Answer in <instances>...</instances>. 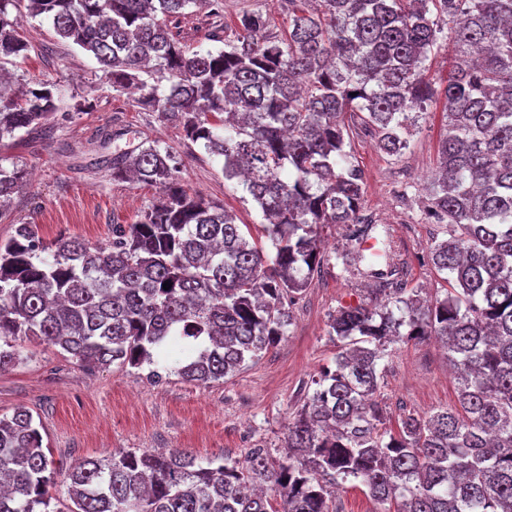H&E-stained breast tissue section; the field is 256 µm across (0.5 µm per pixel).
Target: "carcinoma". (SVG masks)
Here are the masks:
<instances>
[{
  "label": "carcinoma",
  "mask_w": 512,
  "mask_h": 512,
  "mask_svg": "<svg viewBox=\"0 0 512 512\" xmlns=\"http://www.w3.org/2000/svg\"><path fill=\"white\" fill-rule=\"evenodd\" d=\"M288 0V36L243 9L218 50L194 51L168 21L224 0H0V79L31 42L9 9L50 23L60 40L93 55L121 92L182 129L221 163L260 208L273 251L251 243L224 206L190 194L179 162L150 142L112 159V178L161 195L134 224L101 244L37 225L0 239V372L36 338L87 369H140L161 379L216 382L274 348L291 306L331 259L346 272L365 256L321 251V229L371 236L365 178L347 150L344 115L360 117L386 154L400 156L419 115L440 101L448 124L427 215L448 222L431 246L447 272L445 296L422 301L401 269H369L375 304L340 307L329 335L339 351L305 389L289 420L288 452L251 448L202 465L183 450L114 453L56 465L25 408L0 416V512H336L331 488L354 478L393 512H512V0ZM455 22L476 60L436 83L425 61L440 23ZM168 85H162V81ZM56 84L34 78L0 90V142L43 127L61 111ZM0 156V216L26 181ZM168 288H163V284ZM435 336L448 348L457 405L385 427L379 400L389 345ZM179 338L163 370L153 352ZM62 476L64 508L50 509ZM280 508L268 509V493Z\"/></svg>",
  "instance_id": "carcinoma-1"
}]
</instances>
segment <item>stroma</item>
<instances>
[{"label": "stroma", "instance_id": "35a3bbf8", "mask_svg": "<svg viewBox=\"0 0 512 512\" xmlns=\"http://www.w3.org/2000/svg\"><path fill=\"white\" fill-rule=\"evenodd\" d=\"M245 6L265 13L272 32L287 33L288 10L281 0H224L219 29L207 9L192 5L171 28L183 45L205 50L212 46V32L233 39L237 14ZM22 24L32 47L13 76L21 83L37 77L58 84L66 109L57 113L52 135L29 134L0 146L1 154L31 173L23 193L0 218V238L17 225L35 224L44 242L72 236L95 244L110 237L113 225L134 223L159 191L113 179L112 157L150 140L181 160L189 193L224 205L237 223L248 225L258 246L270 249L260 209L237 182L225 180L217 161L193 156L181 129L161 122L156 113L139 111L132 94L113 91L95 61L58 43L50 24L31 18ZM112 129L121 130V138L103 143L102 132ZM442 133L437 104L420 119L401 156L383 153L375 137L360 129L350 135L351 153L366 176L363 211L378 226L380 268L403 266L404 288L433 294L448 288L446 273L429 257L432 241L446 238L447 227L424 217ZM369 285L366 278L325 266L292 307V323L279 345L207 385L175 376L152 380L146 370L134 368L89 373L39 340L24 342L25 362L0 373V414L27 408L44 448L64 466L147 448H181L200 463L219 456L237 460L252 448L280 454L305 387L334 364L338 347L329 334L331 315L342 305L366 300ZM382 365L380 400L388 429H397L407 415L425 417L455 406L454 376L435 341L392 345Z\"/></svg>", "mask_w": 512, "mask_h": 512}]
</instances>
